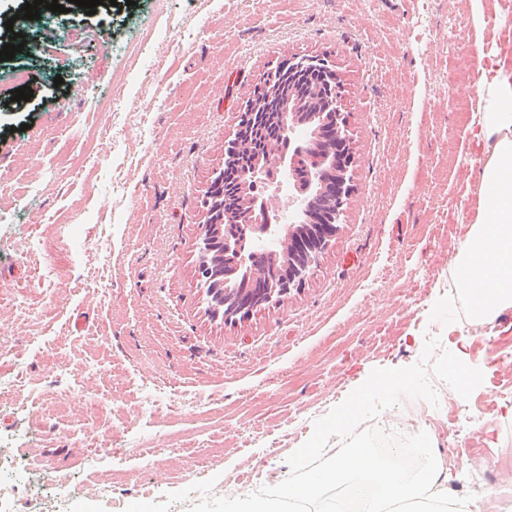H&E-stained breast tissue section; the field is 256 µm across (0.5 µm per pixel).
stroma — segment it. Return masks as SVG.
<instances>
[{
  "mask_svg": "<svg viewBox=\"0 0 512 512\" xmlns=\"http://www.w3.org/2000/svg\"><path fill=\"white\" fill-rule=\"evenodd\" d=\"M33 36L38 50L0 62V512L38 499L59 512H191L252 494L288 476L315 420L373 369L418 362L430 336L449 351L468 337L484 381L465 401L440 381L438 405L401 398L392 427L444 448L448 408L461 404L480 442L461 466L512 455V399L500 395L512 310L472 336L448 297L478 208L486 146L471 126L488 109L485 63L512 73V0H483L479 13L471 0H117L91 16L46 13ZM302 55L327 57L341 85L351 165L339 228L302 285L248 318H216L197 276L201 203L250 93ZM19 71L27 102L11 98ZM115 97L132 118L111 138ZM89 148L99 166L38 189ZM59 224L70 258L37 313H21L10 298L38 292L29 272L46 256L20 254V242L55 241ZM79 317L85 329L72 332ZM74 380L102 394L103 412L69 399ZM154 383L180 403L145 419ZM101 442L115 456L85 467ZM146 448L165 454L151 463ZM478 479L446 486L462 497L492 481L503 493L479 512L512 506V467Z\"/></svg>",
  "mask_w": 512,
  "mask_h": 512,
  "instance_id": "obj_1",
  "label": "stroma"
}]
</instances>
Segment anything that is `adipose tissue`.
I'll list each match as a JSON object with an SVG mask.
<instances>
[{"label":"adipose tissue","instance_id":"ef3b65f1","mask_svg":"<svg viewBox=\"0 0 512 512\" xmlns=\"http://www.w3.org/2000/svg\"><path fill=\"white\" fill-rule=\"evenodd\" d=\"M476 138L487 145L475 225L457 257V294L470 319L491 322L512 308V81L489 92Z\"/></svg>","mask_w":512,"mask_h":512}]
</instances>
